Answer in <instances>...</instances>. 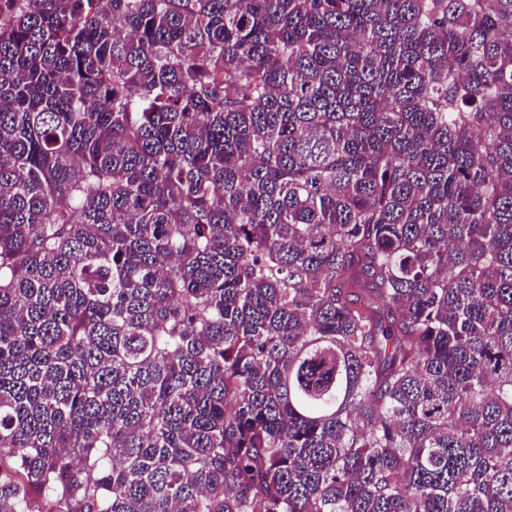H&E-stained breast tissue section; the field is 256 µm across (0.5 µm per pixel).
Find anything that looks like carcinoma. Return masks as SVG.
<instances>
[{
  "mask_svg": "<svg viewBox=\"0 0 512 512\" xmlns=\"http://www.w3.org/2000/svg\"><path fill=\"white\" fill-rule=\"evenodd\" d=\"M0 512H512V0H0Z\"/></svg>",
  "mask_w": 512,
  "mask_h": 512,
  "instance_id": "carcinoma-1",
  "label": "carcinoma"
}]
</instances>
